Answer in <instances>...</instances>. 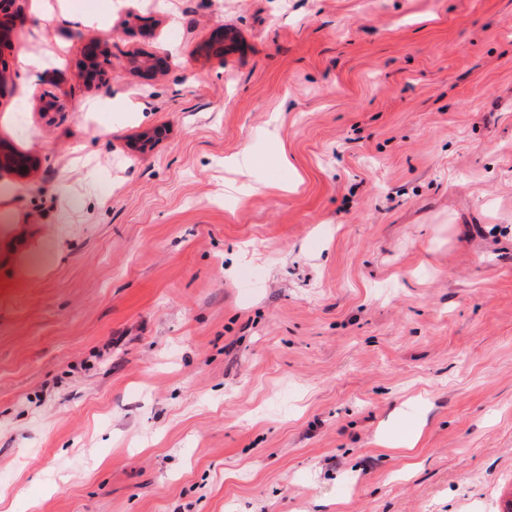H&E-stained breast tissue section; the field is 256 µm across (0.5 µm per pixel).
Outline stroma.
Wrapping results in <instances>:
<instances>
[{"instance_id": "stroma-1", "label": "stroma", "mask_w": 512, "mask_h": 512, "mask_svg": "<svg viewBox=\"0 0 512 512\" xmlns=\"http://www.w3.org/2000/svg\"><path fill=\"white\" fill-rule=\"evenodd\" d=\"M107 2L0 54V512H502L512 0ZM419 438L416 427H408L398 433L384 432L379 444L386 448H415Z\"/></svg>"}]
</instances>
